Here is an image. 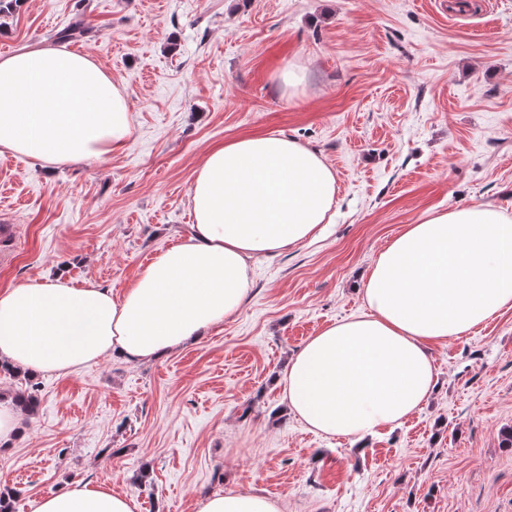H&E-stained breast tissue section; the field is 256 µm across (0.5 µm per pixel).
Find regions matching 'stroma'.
<instances>
[{
	"label": "stroma",
	"mask_w": 512,
	"mask_h": 512,
	"mask_svg": "<svg viewBox=\"0 0 512 512\" xmlns=\"http://www.w3.org/2000/svg\"><path fill=\"white\" fill-rule=\"evenodd\" d=\"M77 2L23 0L0 54L49 44ZM87 22L68 48L122 85L134 134L77 165L0 154V291L63 271L122 297L190 235L204 155L241 136L317 150L336 206L255 262L248 302L196 342L40 376L0 447L14 512L77 480L136 512L230 490L284 512H512V310L435 345L427 403L360 442L310 431L271 384L307 336L365 311L361 276L405 225L478 203L512 217V0H93Z\"/></svg>",
	"instance_id": "stroma-1"
}]
</instances>
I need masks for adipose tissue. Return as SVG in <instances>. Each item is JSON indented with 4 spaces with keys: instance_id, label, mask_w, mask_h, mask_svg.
I'll return each mask as SVG.
<instances>
[{
    "instance_id": "ef3b65f1",
    "label": "adipose tissue",
    "mask_w": 512,
    "mask_h": 512,
    "mask_svg": "<svg viewBox=\"0 0 512 512\" xmlns=\"http://www.w3.org/2000/svg\"><path fill=\"white\" fill-rule=\"evenodd\" d=\"M126 93L89 55L31 46L0 55V151L72 164L128 143ZM336 201V174L284 135L211 149L190 190L193 232L134 278L121 298L64 277L0 292V364L66 374L107 356L149 361L234 316L259 258L313 238ZM366 313L325 326L277 383L288 409L326 437L362 440L403 423L432 395L429 349L512 308V218L473 204L406 225L361 277ZM104 484H73L34 512H133ZM199 512H282L260 493L227 491Z\"/></svg>"
}]
</instances>
